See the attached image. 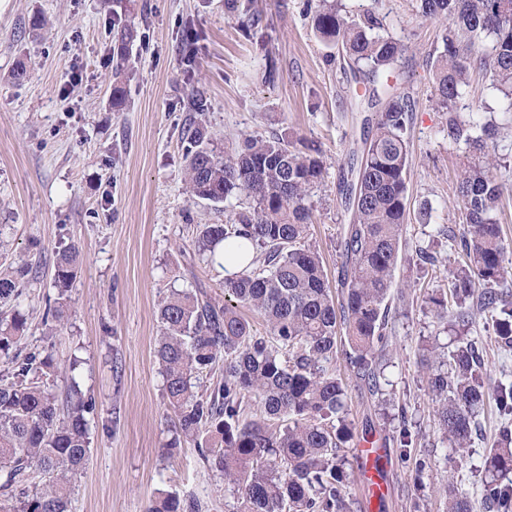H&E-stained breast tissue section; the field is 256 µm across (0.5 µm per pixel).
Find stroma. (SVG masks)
Here are the masks:
<instances>
[{
	"instance_id": "obj_1",
	"label": "stroma",
	"mask_w": 512,
	"mask_h": 512,
	"mask_svg": "<svg viewBox=\"0 0 512 512\" xmlns=\"http://www.w3.org/2000/svg\"><path fill=\"white\" fill-rule=\"evenodd\" d=\"M342 2L353 15L376 8L387 31L406 45L393 81L414 103L407 248L394 280L411 303L389 316L385 374L417 438L412 460L401 461L392 410L339 361L355 435L381 451L369 476L357 451L348 455L354 512H412L417 501L427 512H443L445 481L477 499L501 422L495 407L485 409L465 461L444 468L450 449L436 429L419 363L425 345L450 339L428 301L447 294L462 262L455 187L471 149L449 142L448 115L436 104L426 59L438 22L419 16L416 0ZM255 6L263 21L246 30L225 13L224 0H114L109 8L102 0H0V224L7 227L0 270L20 256L45 262L40 283L19 299L29 319L18 346L25 353L50 349L59 366H74L96 401L91 459L73 483L71 512H147L165 491L200 500L202 512L234 509L233 496L197 448L186 444L168 455L174 412L154 356L157 303L170 289L192 286L224 299V268L196 255L194 227L225 223L233 205L195 200L185 190L181 133L192 91L203 92L205 119L219 144L277 132L317 150L323 178L309 199L310 237L328 280L337 278V236L349 221L338 183L352 143L363 137L357 105L339 63L326 60L306 0H255ZM36 16L45 26L33 27ZM116 17L138 30L122 112L111 107ZM188 40L196 47L190 67L180 53ZM21 64L29 78L19 85L11 74ZM272 67L278 76L271 82ZM495 154L505 185L497 218L510 241L512 136L497 138ZM73 244L81 267L67 292V320L48 338L42 317L56 296L48 260ZM420 249L433 252L436 263L419 264ZM466 335L482 348L491 380L511 382L512 351L498 348L491 317L478 314ZM426 455L437 465L417 474L415 461Z\"/></svg>"
}]
</instances>
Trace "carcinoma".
<instances>
[{"label": "carcinoma", "instance_id": "cac0c4a2", "mask_svg": "<svg viewBox=\"0 0 512 512\" xmlns=\"http://www.w3.org/2000/svg\"><path fill=\"white\" fill-rule=\"evenodd\" d=\"M426 20L446 22L440 43L429 54L436 102L448 113V140L464 141L475 154L462 162L456 196L463 215L465 265L456 270L448 299L433 297L443 328L464 331L476 312L496 316L498 345L512 349V290L508 265L512 242L501 234L495 214L504 194L496 156L488 139L512 131V0H417ZM240 26L261 17L253 0H224ZM316 35L331 49L329 61L353 62L360 104L378 108L360 154H352L339 190L351 211L338 242L340 291L326 286L323 258L309 239L308 198L320 183L322 161L297 149L288 137L244 135L220 153L203 119L205 98L189 95L185 124V182L191 196L220 204L236 197L239 209L223 224L196 225L201 254L224 244L249 258L246 267L224 279L228 299L220 305L194 288L173 289L159 303L161 336L155 349L163 393L177 423L166 444L169 453L193 442L210 469L224 479L236 512H351L345 449L353 438L346 387L337 374L338 345L347 362L381 396L397 407L402 425L394 438L400 459L411 457L413 436L404 425L407 408L385 393L390 381L382 358L391 312L394 272L406 247V177L411 158L410 97L390 84L407 47L381 33L383 19L373 9L353 19L341 0H318ZM134 26L113 22L112 107L120 108ZM489 64L491 85L506 103L505 122L482 120L493 113L483 103L459 107L470 87L473 58ZM79 263L74 246L56 253L58 295L69 288ZM41 262L24 261L0 272V306L11 305L40 279ZM477 300L476 307L466 305ZM253 309L265 324L258 330L239 308ZM20 311L0 322V355H12V370L0 377V496L15 501L13 512H71L72 480L90 458V420L96 410L75 376L57 392L59 367L48 351L14 352L26 329ZM224 365V379L207 393L194 391L205 371ZM428 393L442 439L458 460L465 458L478 416L493 404L512 416V384L489 383L483 350L461 336L451 345L432 344L423 355ZM257 405L247 418L246 408ZM480 498L472 502L448 482L447 512H512V420L499 428L488 449ZM147 512H198L179 495L166 493Z\"/></svg>", "mask_w": 512, "mask_h": 512}]
</instances>
